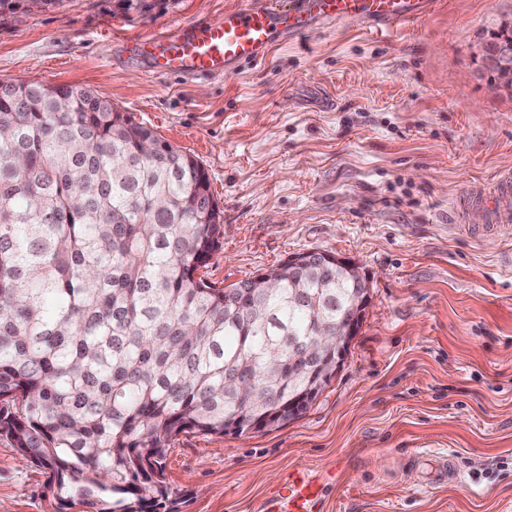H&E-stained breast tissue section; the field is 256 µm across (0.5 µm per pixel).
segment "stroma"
Here are the masks:
<instances>
[{"instance_id": "obj_1", "label": "stroma", "mask_w": 512, "mask_h": 512, "mask_svg": "<svg viewBox=\"0 0 512 512\" xmlns=\"http://www.w3.org/2000/svg\"><path fill=\"white\" fill-rule=\"evenodd\" d=\"M269 0H62L0 8V81L92 91L203 164L223 216L222 288L321 250L370 277L342 364L288 425L190 431L167 452L180 512H264L302 469L318 512H512V238L454 210L512 172V89L481 43L512 0H437L369 36L358 20L281 38L263 65L156 77L131 49ZM46 470L0 439V512H54Z\"/></svg>"}]
</instances>
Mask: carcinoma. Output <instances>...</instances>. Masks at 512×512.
Here are the masks:
<instances>
[{
	"instance_id": "1",
	"label": "carcinoma",
	"mask_w": 512,
	"mask_h": 512,
	"mask_svg": "<svg viewBox=\"0 0 512 512\" xmlns=\"http://www.w3.org/2000/svg\"><path fill=\"white\" fill-rule=\"evenodd\" d=\"M212 199L194 156L111 102L0 81V438L48 471L58 512H179L176 437L282 427L334 378L290 374L289 342L335 329L354 281L284 266L240 311L197 275L223 236Z\"/></svg>"
}]
</instances>
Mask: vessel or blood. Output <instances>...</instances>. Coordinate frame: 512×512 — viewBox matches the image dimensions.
Wrapping results in <instances>:
<instances>
[{"label": "vessel or blood", "instance_id": "b4317fda", "mask_svg": "<svg viewBox=\"0 0 512 512\" xmlns=\"http://www.w3.org/2000/svg\"><path fill=\"white\" fill-rule=\"evenodd\" d=\"M435 0H271L269 7L241 6L223 18L203 24H181L171 31L150 34L134 46L148 58L155 75L209 77L249 63L259 65L279 36H297L316 24L349 19L386 32L422 20ZM493 200L491 224L512 223V173L501 174L487 192ZM325 485L305 471L292 472L265 512H317Z\"/></svg>", "mask_w": 512, "mask_h": 512}]
</instances>
